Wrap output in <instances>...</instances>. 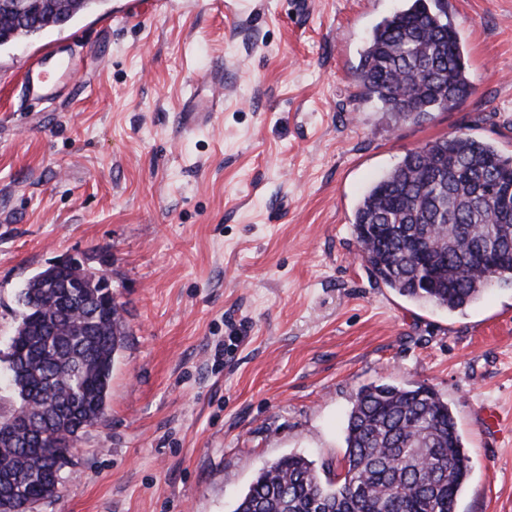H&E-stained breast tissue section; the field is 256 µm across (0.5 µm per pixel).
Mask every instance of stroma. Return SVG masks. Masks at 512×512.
Returning a JSON list of instances; mask_svg holds the SVG:
<instances>
[{"instance_id": "obj_1", "label": "stroma", "mask_w": 512, "mask_h": 512, "mask_svg": "<svg viewBox=\"0 0 512 512\" xmlns=\"http://www.w3.org/2000/svg\"><path fill=\"white\" fill-rule=\"evenodd\" d=\"M445 4L473 93L422 124L355 81L403 0H145L131 23L130 0H101L0 48V357L19 290L66 258L110 274L128 326L105 418L36 512H233L291 453L335 477L355 393L381 382L447 401L471 458L457 512H512V285L412 303L353 235L365 191L427 141L512 154V0ZM71 38L69 92L30 105L28 60ZM213 70L218 106L184 130Z\"/></svg>"}]
</instances>
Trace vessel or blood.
<instances>
[{
	"instance_id": "obj_1",
	"label": "vessel or blood",
	"mask_w": 512,
	"mask_h": 512,
	"mask_svg": "<svg viewBox=\"0 0 512 512\" xmlns=\"http://www.w3.org/2000/svg\"><path fill=\"white\" fill-rule=\"evenodd\" d=\"M75 66L73 55L57 46L47 48L36 57L22 76L30 104L46 105L57 99Z\"/></svg>"
}]
</instances>
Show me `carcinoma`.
<instances>
[{
	"mask_svg": "<svg viewBox=\"0 0 512 512\" xmlns=\"http://www.w3.org/2000/svg\"><path fill=\"white\" fill-rule=\"evenodd\" d=\"M93 10L90 0H0V39L46 32ZM356 78L362 95L395 117L422 124L472 93L458 33L442 0H405L373 29ZM512 186V155L458 131L426 142L375 182L355 210L353 234L369 273L412 301L450 312L476 302L488 282L512 284V266L490 270L483 252L512 249V212L479 193ZM431 245L436 282L421 285L413 245ZM77 270L45 268L18 294L9 338L8 398L0 396V496L17 512L62 486L51 463L67 458L104 419L115 354L127 336L122 303L102 278L70 284ZM33 414L32 435L6 433ZM345 477L322 480L289 454L263 467L233 512H456L470 457L446 402L425 384H370L355 394L345 427Z\"/></svg>",
	"mask_w": 512,
	"mask_h": 512,
	"instance_id": "cac0c4a2",
	"label": "carcinoma"
}]
</instances>
